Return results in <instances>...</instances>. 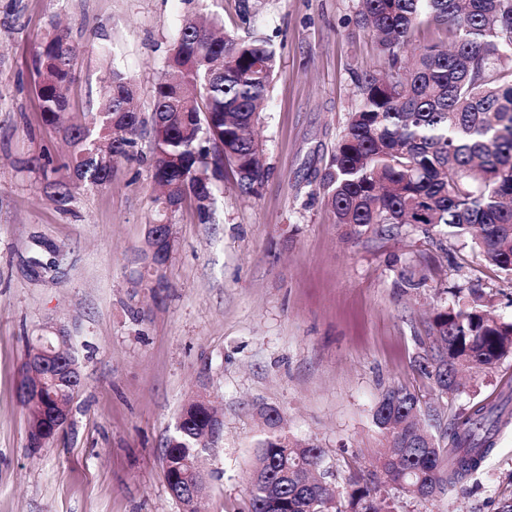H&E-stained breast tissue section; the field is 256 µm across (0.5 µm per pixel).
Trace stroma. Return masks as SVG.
<instances>
[{
    "label": "stroma",
    "instance_id": "35a3bbf8",
    "mask_svg": "<svg viewBox=\"0 0 512 512\" xmlns=\"http://www.w3.org/2000/svg\"><path fill=\"white\" fill-rule=\"evenodd\" d=\"M250 2L245 20L239 0H0V512H183L161 453L197 396L223 421L200 454V512H249L271 407L289 439L322 448V470L342 493L372 472L382 447L372 414L396 387L449 416L479 403L509 419L466 483L432 500L396 494L398 512H498L512 497V357L448 395L420 366L430 319L453 303L452 289H478L512 319V280L442 225L356 239L335 223L319 176L357 105L356 75L384 59L356 23L358 0ZM207 9L275 49L259 127L270 174L244 196L225 173L212 223L189 205L172 215L171 288L156 301L136 281L153 216L149 135L137 136L135 159L115 166L110 188L60 208L24 166L68 156L42 122L35 56L63 29L84 47L68 92L73 117L97 106L117 67L147 119L178 22ZM38 236L60 248L42 253L39 273L29 263ZM48 325L68 330L82 386L69 422L34 451L18 385L28 339Z\"/></svg>",
    "mask_w": 512,
    "mask_h": 512
}]
</instances>
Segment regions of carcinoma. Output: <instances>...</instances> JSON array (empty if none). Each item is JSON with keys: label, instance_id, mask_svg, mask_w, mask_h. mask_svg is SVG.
I'll use <instances>...</instances> for the list:
<instances>
[{"label": "carcinoma", "instance_id": "cac0c4a2", "mask_svg": "<svg viewBox=\"0 0 512 512\" xmlns=\"http://www.w3.org/2000/svg\"><path fill=\"white\" fill-rule=\"evenodd\" d=\"M358 22L372 31L385 61L379 72L356 77L357 107L349 113L319 181L335 223L348 234L392 236L404 225H445L467 237L500 273L512 276V0H359ZM455 37L453 49L414 44L423 23ZM195 18L179 22L154 88L151 133L155 218L147 230L146 265L140 282L156 299L168 292L162 274L171 243L170 218L190 200L201 223L213 220V187L224 168L236 175L240 194L258 192L267 178L263 145L255 136L276 65L265 38L241 36ZM77 52L54 33L36 54L37 98L44 124L63 134L71 151L62 168L29 161L41 172L59 206L78 191L105 189L114 163L131 158L143 121L132 101L130 79L112 68L98 108L82 125L68 117L67 91ZM433 345L422 369L441 392L457 391L459 370L486 373L512 354V320L490 315L474 290L461 303L438 310ZM31 347L51 353L50 374L36 401L25 404L28 433L52 431V414L69 406L80 383L57 374L73 359L51 334ZM441 424L442 413L422 407L403 388L378 400L373 423L386 442L372 480H352L346 496L306 475L321 467L323 451L293 442L280 430L279 412H265L267 432L255 450L248 487L250 512H397L382 493L394 486L413 498H432L467 481L495 444L501 415L473 406L431 432L421 417ZM181 430L165 444L162 461L172 494L184 512H195V495L207 488L195 461L196 438L213 431L206 408L193 401L181 412ZM450 440L451 447L443 446Z\"/></svg>", "mask_w": 512, "mask_h": 512}]
</instances>
